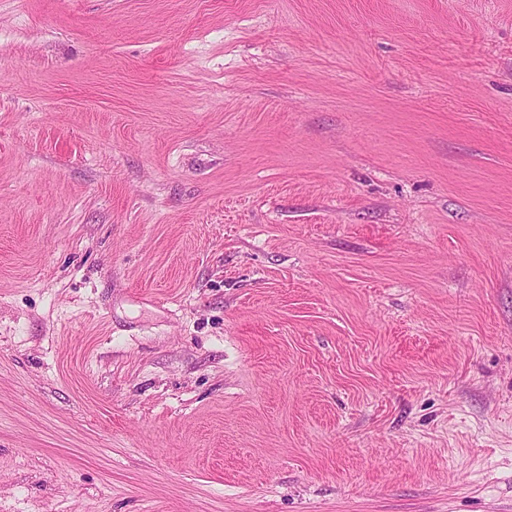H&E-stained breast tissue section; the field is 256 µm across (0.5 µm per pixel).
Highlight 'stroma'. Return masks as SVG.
Returning a JSON list of instances; mask_svg holds the SVG:
<instances>
[{
    "instance_id": "stroma-1",
    "label": "stroma",
    "mask_w": 512,
    "mask_h": 512,
    "mask_svg": "<svg viewBox=\"0 0 512 512\" xmlns=\"http://www.w3.org/2000/svg\"><path fill=\"white\" fill-rule=\"evenodd\" d=\"M0 512H512V0H0Z\"/></svg>"
}]
</instances>
